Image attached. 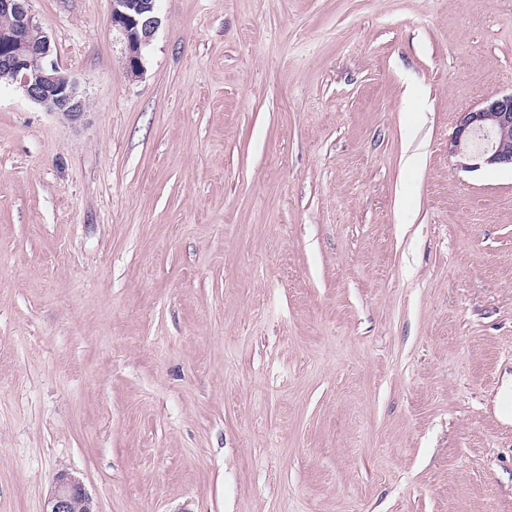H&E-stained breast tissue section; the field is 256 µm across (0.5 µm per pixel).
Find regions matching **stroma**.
<instances>
[{"mask_svg": "<svg viewBox=\"0 0 512 512\" xmlns=\"http://www.w3.org/2000/svg\"><path fill=\"white\" fill-rule=\"evenodd\" d=\"M0 80V512H512V0H32ZM0 69L32 102L64 120L78 122L86 114L79 82L54 59L53 48L30 8V0H0ZM8 25V27H6ZM37 31L38 38L32 37ZM38 61L33 66V61ZM111 24L122 38L129 69H143V50L160 25L156 0H112ZM486 142L478 145V136ZM448 154L462 169L512 171V91L486 97L478 107L460 112L448 140ZM44 512H95L82 484L66 471L56 477Z\"/></svg>", "mask_w": 512, "mask_h": 512, "instance_id": "obj_1", "label": "stroma"}]
</instances>
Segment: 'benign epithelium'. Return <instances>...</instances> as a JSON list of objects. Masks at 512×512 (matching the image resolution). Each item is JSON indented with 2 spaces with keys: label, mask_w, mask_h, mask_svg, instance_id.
<instances>
[{
  "label": "benign epithelium",
  "mask_w": 512,
  "mask_h": 512,
  "mask_svg": "<svg viewBox=\"0 0 512 512\" xmlns=\"http://www.w3.org/2000/svg\"><path fill=\"white\" fill-rule=\"evenodd\" d=\"M0 15L11 19L0 28V69L32 102L70 122L85 115L79 82L54 59L53 48L30 8V0H0ZM111 24L122 38L127 66L143 69V50L160 25L156 0H112ZM448 154L462 169H512V92L495 93L478 107L459 114L448 139ZM44 512H95L82 484L62 471Z\"/></svg>",
  "instance_id": "1"
}]
</instances>
